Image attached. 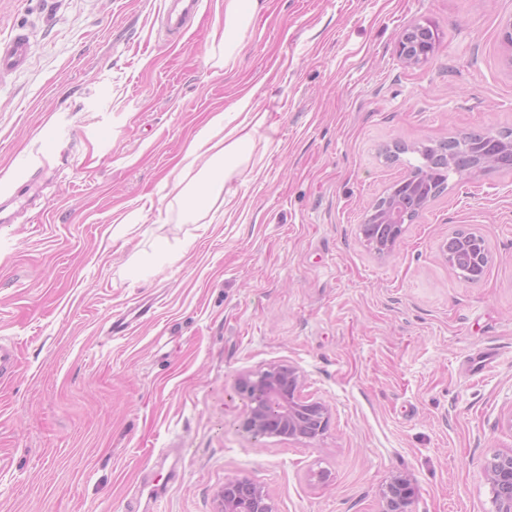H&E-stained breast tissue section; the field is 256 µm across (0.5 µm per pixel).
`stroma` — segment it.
Here are the masks:
<instances>
[{
  "mask_svg": "<svg viewBox=\"0 0 512 512\" xmlns=\"http://www.w3.org/2000/svg\"><path fill=\"white\" fill-rule=\"evenodd\" d=\"M162 0H0V512H215L226 478L277 512H494L483 467L512 450V169L453 177L383 258L360 226L408 174L385 159L512 129V0H270L233 68L212 55L224 0L175 43ZM440 44L410 66L404 29ZM250 92L267 122L232 204L185 213L169 183L208 112ZM491 252L461 280L440 244ZM151 314L122 334L131 308ZM283 361L331 407L305 445L239 428L244 371ZM327 472L320 482L318 472ZM29 37L19 31L7 41H0V75L23 70L30 59ZM448 240L456 241L451 250H448V241H443L441 245V254L449 268L453 269L458 262H463L475 271L485 269L489 247L484 236L460 230L453 232ZM414 489L409 478L396 475L380 492V512H410Z\"/></svg>",
  "mask_w": 512,
  "mask_h": 512,
  "instance_id": "35a3bbf8",
  "label": "stroma"
}]
</instances>
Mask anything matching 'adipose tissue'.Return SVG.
<instances>
[{"label": "adipose tissue", "instance_id": "obj_1", "mask_svg": "<svg viewBox=\"0 0 512 512\" xmlns=\"http://www.w3.org/2000/svg\"><path fill=\"white\" fill-rule=\"evenodd\" d=\"M266 8L267 0H224L220 46L225 67L235 65L247 33ZM265 123V113L248 93L231 107L208 114L180 160L182 172L194 173V180L172 184L188 213L211 206L226 191L233 172L249 163L254 136Z\"/></svg>", "mask_w": 512, "mask_h": 512}]
</instances>
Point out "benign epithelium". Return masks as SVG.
<instances>
[{
    "label": "benign epithelium",
    "mask_w": 512,
    "mask_h": 512,
    "mask_svg": "<svg viewBox=\"0 0 512 512\" xmlns=\"http://www.w3.org/2000/svg\"><path fill=\"white\" fill-rule=\"evenodd\" d=\"M428 49L419 40L404 37L398 42L399 57L408 65H417ZM496 155L486 150L474 154L471 173L478 175L498 164V156L512 159V143L491 142ZM369 218L388 224L392 233L383 243L372 242L370 248L381 257L394 252L403 228L396 206L387 203L373 207ZM441 254L449 268L463 262L474 270L485 268L489 254L484 236L471 231H455L441 245ZM304 374L296 366L283 362L266 364L241 374L235 393L245 401L239 428L259 441L265 438L295 440L311 443L328 430L330 406L324 401L302 396ZM485 477L490 485L494 512H512V451L499 453L485 466ZM414 489L409 478L396 475L380 492V512H410ZM218 512H275L269 493L261 485L247 478H227L216 495Z\"/></svg>",
    "instance_id": "benign-epithelium-1"
}]
</instances>
